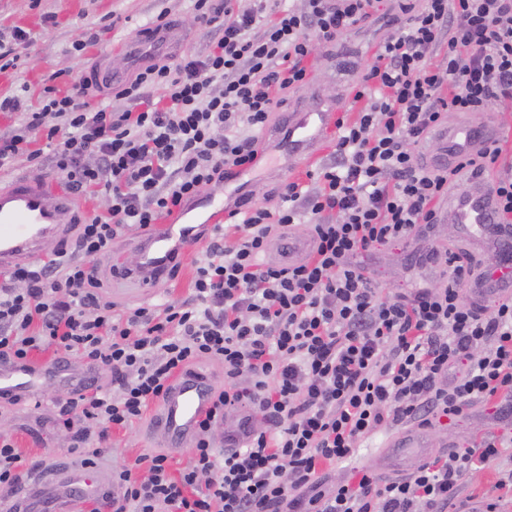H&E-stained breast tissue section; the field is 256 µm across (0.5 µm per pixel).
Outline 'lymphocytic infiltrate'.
I'll return each mask as SVG.
<instances>
[{"instance_id":"f902f5d3","label":"lymphocytic infiltrate","mask_w":512,"mask_h":512,"mask_svg":"<svg viewBox=\"0 0 512 512\" xmlns=\"http://www.w3.org/2000/svg\"><path fill=\"white\" fill-rule=\"evenodd\" d=\"M193 2L210 35L205 53L152 59L117 92L129 109L93 104L83 77L62 95L45 87L41 109L0 138V166L19 156L49 163L69 191L111 200L73 246L0 271V359L50 348L111 370L115 392L81 384L52 404L54 426L78 448L142 418L178 370L223 364L189 465L176 476L165 454L124 465L100 500L112 512H500L497 500L459 497L467 475L498 455L492 437L403 477L362 469L328 489L322 477L381 425L427 427L477 401L512 403V297L468 302L471 271L446 249L422 256L436 287L390 296L357 261L409 244L439 223L462 177L496 165L498 145L483 165L453 170L424 164L418 148L449 113L512 106V0H397L410 20L354 86L363 107L338 120L332 161L308 183L284 182L285 208L253 206L235 241L215 225L191 299L118 318L98 292V257L125 229L161 223L227 168L252 163L277 95L306 83L312 40L338 43L376 0H305L270 15L257 0ZM40 127L47 154L28 137ZM299 225L315 239L309 258L264 261L269 237ZM239 405L256 422L225 432L228 446L216 448L217 425Z\"/></svg>"}]
</instances>
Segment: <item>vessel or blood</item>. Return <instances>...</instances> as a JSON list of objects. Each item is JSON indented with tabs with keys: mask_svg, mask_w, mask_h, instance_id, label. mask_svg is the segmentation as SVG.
I'll return each instance as SVG.
<instances>
[{
	"mask_svg": "<svg viewBox=\"0 0 512 512\" xmlns=\"http://www.w3.org/2000/svg\"><path fill=\"white\" fill-rule=\"evenodd\" d=\"M141 41L163 45L170 53L181 48L179 31L174 27L144 33ZM336 125V109L318 103L305 112L288 115L286 130L264 135L266 150L287 153L297 160L314 157L328 131ZM498 136L492 124L476 125L463 119L448 123L437 132L440 145L439 164L456 166L467 159L490 150ZM253 167H237L224 180V191L191 201L184 211L169 217L165 224L140 236L136 246L141 261L137 272L115 271L112 292L116 295H145L153 284L168 276L178 262L190 255L202 240L203 232L223 223L226 216L243 209L246 188ZM446 211L451 223L462 225L470 240L494 238L500 242L502 263L492 273L494 293L511 295L512 289L502 286V279L512 275V236L502 233L489 193H471L461 188L450 190ZM79 214L72 196L55 191L42 183L15 178L0 188V266L27 263L36 258L45 241L64 240L77 229ZM312 243L307 238L292 236L274 238L273 254L285 261L297 262L308 256ZM81 372L52 363H14L0 365V393L16 401L26 400L41 381L54 379L63 385L75 386ZM215 384L211 375L191 369L178 375L169 392L155 407L154 422L148 440L157 447L185 448L194 440L199 421L212 406ZM426 434L410 430L388 441L391 453L420 448ZM110 483L108 474L75 469L69 474L70 493L83 498L97 496Z\"/></svg>",
	"mask_w": 512,
	"mask_h": 512,
	"instance_id": "obj_1",
	"label": "vessel or blood"
}]
</instances>
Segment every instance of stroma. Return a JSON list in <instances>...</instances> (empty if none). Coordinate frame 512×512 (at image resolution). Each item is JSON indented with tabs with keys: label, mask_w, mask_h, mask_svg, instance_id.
Returning a JSON list of instances; mask_svg holds the SVG:
<instances>
[{
	"label": "stroma",
	"mask_w": 512,
	"mask_h": 512,
	"mask_svg": "<svg viewBox=\"0 0 512 512\" xmlns=\"http://www.w3.org/2000/svg\"><path fill=\"white\" fill-rule=\"evenodd\" d=\"M192 0H0V30L19 27L30 35V44L16 46L19 56L16 67L0 72V99L17 95L25 108L40 106L43 89L54 85L66 90L70 76L79 74L97 82L103 97L109 98L113 111L127 109L125 100L113 97L106 85L111 77L128 80L136 68L148 58L158 56L151 44L135 42L137 31L155 19L160 12H168L170 21L181 29L183 48L202 52L209 40L192 13ZM379 18L371 24L350 29L341 44L333 46L313 42L306 60L308 82L298 89L284 93L282 104L272 111L271 122H285L289 112L313 107L317 98L334 101L348 118H355L362 108L355 102L351 90L358 83L367 66L374 60L379 43L390 38L406 16L395 9L393 0H382ZM98 34L96 45L75 51L74 42L89 34ZM336 137L328 135L319 154L308 164L295 165L288 155L278 156L271 165L259 167L247 187L249 205H263L274 209L280 206L281 186L284 180H305L307 171L317 170L329 161ZM137 232L126 231L112 242V249L98 261L102 287L101 295H108L112 286V270L135 268L139 254L135 248ZM461 225L443 223L428 236L426 246L466 250L472 265L481 271H495L497 257L491 251L462 244ZM204 248H197L188 256L172 278L162 280L149 296L140 299H118L113 303L115 313L169 300L189 298L195 268L204 259ZM379 287L389 290L435 286L429 272L411 259V251L402 245H390L375 255L364 258ZM42 401L43 409H35V401ZM51 397L47 384H40L31 400L14 404L0 400V437L9 440L25 461L37 462L35 472L24 473L19 483L0 488V512L17 501L27 502L30 512H78L79 506L55 496L47 483L56 474L68 468L82 467L87 452L75 448L65 429L54 428L49 420ZM148 420H140L124 429H113L108 449L97 462L98 469L112 470L133 462L142 454L153 453L146 439ZM391 428H381L376 436L359 442L354 455L345 463L326 471L327 485L348 478L354 470L368 468L377 477L390 474L388 463L379 443L391 435ZM512 433V411L496 409L494 403H476L461 416L441 418L428 429L431 454L444 451L446 446L462 448L473 444L485 434L508 436ZM512 469V446H503L499 457L471 472L461 485L465 498H494L500 491L496 484L504 471Z\"/></svg>",
	"instance_id": "stroma-1"
}]
</instances>
